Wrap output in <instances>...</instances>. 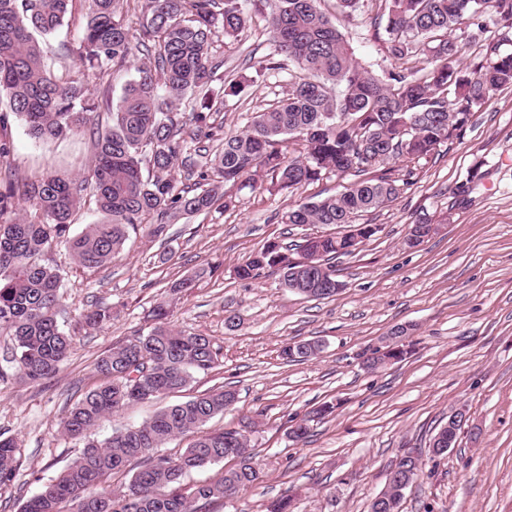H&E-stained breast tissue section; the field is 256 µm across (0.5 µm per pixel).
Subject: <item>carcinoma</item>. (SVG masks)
I'll return each mask as SVG.
<instances>
[{
  "mask_svg": "<svg viewBox=\"0 0 512 512\" xmlns=\"http://www.w3.org/2000/svg\"><path fill=\"white\" fill-rule=\"evenodd\" d=\"M137 0H0V131L14 115L37 140L78 135L94 125L99 109L85 81L130 63L137 66L124 87L112 126L96 128V154L86 177L48 173L8 182L0 189V332L13 338L9 362L20 378L40 384L55 377L67 360L73 337L60 328L57 307L62 280L39 262L52 246H67L74 261L99 267L119 254L128 229L155 223L154 233L184 216L206 212L224 187L258 170L269 171L278 189H298L326 171L355 172L359 180L344 192L295 204L281 223L350 224L352 218L389 206L399 194L391 177L377 168L392 161L415 163L458 136L482 111L493 92L512 86V51L490 53L462 69V47L450 33L479 24L486 14L512 30V0H384L387 18L376 36L389 56L407 62L430 53V66L375 74L354 58L321 0H146L131 35L124 4ZM80 6L82 36L74 50L78 73L57 77L44 65L45 38ZM264 17L273 50L261 68H280L284 55L303 72L272 110L252 114L246 129L226 134L209 122L224 99L242 91L231 83L218 93L219 65L211 54L220 38H236L249 21V8ZM189 111H178L185 96ZM294 140L299 155L287 156ZM189 183L172 176L176 164ZM95 203L103 220L70 235L81 202ZM28 205L18 213L20 204ZM318 258L336 279L329 260L352 253L342 233L321 236ZM309 258L307 246L291 263L278 241L266 242L236 274L249 280L269 268L291 284L289 269ZM153 327L113 346L95 362L99 383L61 418L62 433L84 441L83 451L60 474L26 499L19 512H199L200 504L258 485L262 469L237 430L208 431L214 417L236 401L227 386L167 406L137 427L120 428L98 440L92 432L125 405L143 403L185 388L198 372L214 369L220 349L202 334L170 327L168 307L150 312ZM91 328L112 323V307L92 305L83 314ZM316 344L287 342L286 362L314 358ZM193 433L183 451L162 453L173 437ZM17 439L0 433V490L14 484ZM142 460L126 490L104 485L112 473ZM230 459L236 464L215 481L183 488L193 471ZM370 512H398L401 496L388 484Z\"/></svg>",
  "mask_w": 512,
  "mask_h": 512,
  "instance_id": "obj_1",
  "label": "carcinoma"
}]
</instances>
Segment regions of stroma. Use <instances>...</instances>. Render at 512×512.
Here are the masks:
<instances>
[{
	"mask_svg": "<svg viewBox=\"0 0 512 512\" xmlns=\"http://www.w3.org/2000/svg\"><path fill=\"white\" fill-rule=\"evenodd\" d=\"M334 15L355 58L383 74L396 63L374 29L378 0H361L352 19ZM82 33L79 16L48 38L45 63L54 74L76 71L73 50ZM502 29L495 16L482 27L453 31L463 62L485 55ZM272 45L262 18L238 39L220 40L213 56L219 74L243 83L223 111L213 113L225 133L244 129L253 112L288 94L294 67L261 71ZM10 162L0 165L38 177L49 172L87 175L94 147L90 136L39 141L24 122L10 118L6 131ZM402 182L388 207L362 214L361 224L379 230L352 254L337 256L343 289L325 300L304 298L286 288L279 273L254 279L235 275L269 240L292 245L304 237L337 232L334 224L302 227L281 223L289 206L326 197L352 183L330 172L316 184L270 191L271 175L227 186L228 209L183 218L151 235L147 226L130 231L123 252L98 268L78 266L65 246L46 253L43 264L63 279L58 323L74 338L67 362L50 382H20L3 356L11 346L0 335V433L17 437L18 473L0 490V512L21 503L67 467L82 451L64 436V411L98 379L96 359L113 345L145 331L154 304L170 286L193 278L171 303L169 322L178 330L210 336L219 365L195 374L183 391L123 409L104 420L96 438L137 426L160 409L229 384L237 401L211 420L214 428L243 429L263 478L233 497L208 502L203 512H266L270 501L290 498L294 512H369L388 472L404 452L418 455L422 472L405 491L400 512H512V87L494 92L463 131L413 168L394 164ZM439 225L419 247L404 246L410 224ZM112 306L111 325L87 328L83 312L92 304ZM236 315V326L227 318ZM412 326L413 348L402 361L371 371L363 356L382 336ZM318 340L314 358L284 362L287 342ZM333 414L317 418L323 403ZM468 420L456 444L441 457L429 444L457 408ZM307 422L309 434L296 443L288 428Z\"/></svg>",
	"mask_w": 512,
	"mask_h": 512,
	"instance_id": "obj_1",
	"label": "stroma"
}]
</instances>
